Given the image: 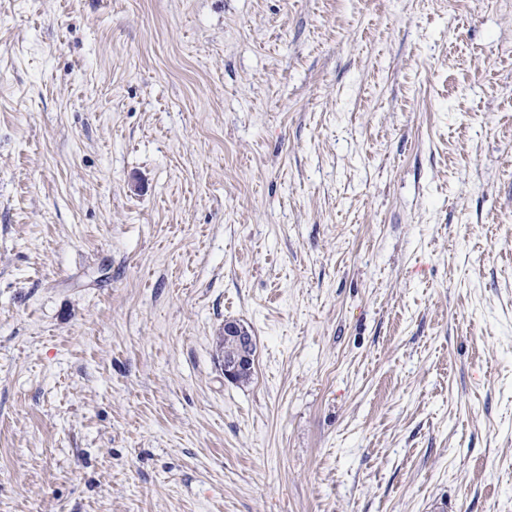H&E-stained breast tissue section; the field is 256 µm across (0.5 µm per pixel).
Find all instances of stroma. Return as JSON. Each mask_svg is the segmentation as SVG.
<instances>
[{"label":"stroma","mask_w":512,"mask_h":512,"mask_svg":"<svg viewBox=\"0 0 512 512\" xmlns=\"http://www.w3.org/2000/svg\"><path fill=\"white\" fill-rule=\"evenodd\" d=\"M0 512H512V0H0ZM224 333L236 343L238 350L235 355H231L223 361L224 378L234 382L238 373L252 364V358L249 354L253 338L248 330L241 324L233 321L224 323Z\"/></svg>","instance_id":"35a3bbf8"}]
</instances>
